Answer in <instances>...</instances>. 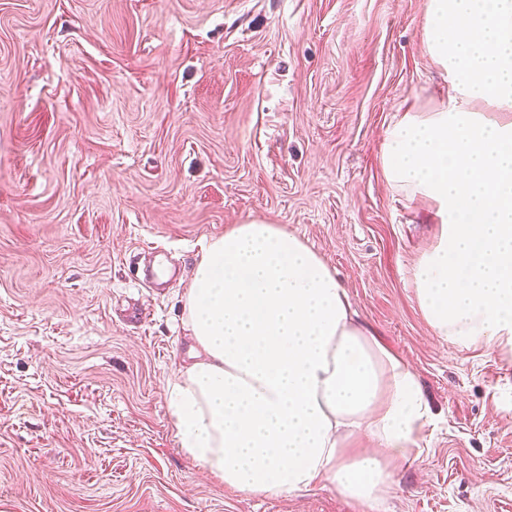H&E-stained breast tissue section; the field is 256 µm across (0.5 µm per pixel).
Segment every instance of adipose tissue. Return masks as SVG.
Listing matches in <instances>:
<instances>
[{"mask_svg":"<svg viewBox=\"0 0 512 512\" xmlns=\"http://www.w3.org/2000/svg\"><path fill=\"white\" fill-rule=\"evenodd\" d=\"M425 13L447 88L388 127L382 171L440 226L412 270L433 335L512 355V0H426ZM183 313L196 354L168 380V410L180 448L225 486L287 496L329 483L372 505L392 463L421 456L434 415L416 374L280 225L252 219L204 244Z\"/></svg>","mask_w":512,"mask_h":512,"instance_id":"adipose-tissue-1","label":"adipose tissue"}]
</instances>
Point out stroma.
I'll return each instance as SVG.
<instances>
[{"label": "stroma", "mask_w": 512, "mask_h": 512, "mask_svg": "<svg viewBox=\"0 0 512 512\" xmlns=\"http://www.w3.org/2000/svg\"><path fill=\"white\" fill-rule=\"evenodd\" d=\"M425 0H0V512H512V357L434 336L388 126L445 87ZM335 270L435 418L376 508L205 474L165 386L199 248L248 219Z\"/></svg>", "instance_id": "35a3bbf8"}]
</instances>
